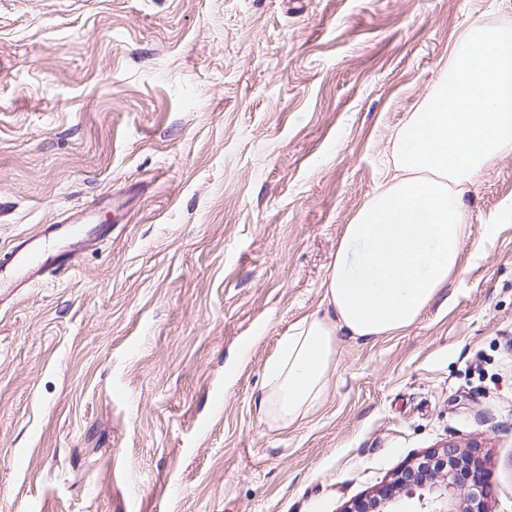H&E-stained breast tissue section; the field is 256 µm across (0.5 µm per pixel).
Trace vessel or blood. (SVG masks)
<instances>
[{
    "label": "vessel or blood",
    "mask_w": 512,
    "mask_h": 512,
    "mask_svg": "<svg viewBox=\"0 0 512 512\" xmlns=\"http://www.w3.org/2000/svg\"><path fill=\"white\" fill-rule=\"evenodd\" d=\"M84 224V215L75 213L59 223L43 225L38 233L18 240L5 254H0V288H16L51 272L52 267L45 259L44 239L60 233L83 237Z\"/></svg>",
    "instance_id": "vessel-or-blood-1"
}]
</instances>
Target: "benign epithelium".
Here are the masks:
<instances>
[{
	"mask_svg": "<svg viewBox=\"0 0 512 512\" xmlns=\"http://www.w3.org/2000/svg\"><path fill=\"white\" fill-rule=\"evenodd\" d=\"M463 467L471 471L473 486L481 487L486 470L478 466L471 454L450 443L423 456L414 466L396 471L388 486L352 503L344 512H399L392 504L415 494L429 499L430 512H488L484 498L459 487L455 471Z\"/></svg>",
	"mask_w": 512,
	"mask_h": 512,
	"instance_id": "obj_1",
	"label": "benign epithelium"
}]
</instances>
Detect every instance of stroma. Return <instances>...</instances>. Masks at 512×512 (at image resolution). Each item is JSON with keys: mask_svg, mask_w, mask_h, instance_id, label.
Segmentation results:
<instances>
[{"mask_svg": "<svg viewBox=\"0 0 512 512\" xmlns=\"http://www.w3.org/2000/svg\"><path fill=\"white\" fill-rule=\"evenodd\" d=\"M500 24L512 0H0V251L114 218L0 303V512H343L450 441L512 512V154L419 321L338 337L295 424L258 410L397 130Z\"/></svg>", "mask_w": 512, "mask_h": 512, "instance_id": "35a3bbf8", "label": "stroma"}]
</instances>
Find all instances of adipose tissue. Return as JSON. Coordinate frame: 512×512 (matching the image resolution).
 Listing matches in <instances>:
<instances>
[{
    "label": "adipose tissue",
    "instance_id": "1",
    "mask_svg": "<svg viewBox=\"0 0 512 512\" xmlns=\"http://www.w3.org/2000/svg\"><path fill=\"white\" fill-rule=\"evenodd\" d=\"M454 55L463 69L398 130L392 168L344 226L324 308L281 336L264 365L258 408L275 425L320 405L338 337L369 343L410 327L462 272L467 196L487 163L512 153V29H479Z\"/></svg>",
    "mask_w": 512,
    "mask_h": 512
}]
</instances>
